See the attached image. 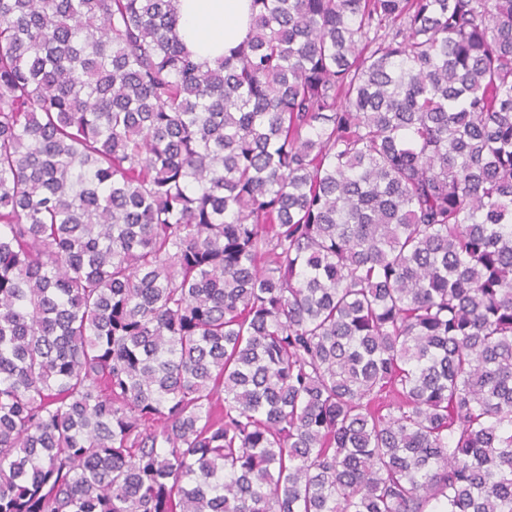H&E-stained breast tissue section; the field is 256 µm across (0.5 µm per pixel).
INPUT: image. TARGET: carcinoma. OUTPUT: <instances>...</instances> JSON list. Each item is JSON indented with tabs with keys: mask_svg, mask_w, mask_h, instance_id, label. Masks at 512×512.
<instances>
[{
	"mask_svg": "<svg viewBox=\"0 0 512 512\" xmlns=\"http://www.w3.org/2000/svg\"><path fill=\"white\" fill-rule=\"evenodd\" d=\"M0 0V512H512V0ZM178 39L204 68L249 37L251 0H173Z\"/></svg>",
	"mask_w": 512,
	"mask_h": 512,
	"instance_id": "obj_1",
	"label": "carcinoma"
}]
</instances>
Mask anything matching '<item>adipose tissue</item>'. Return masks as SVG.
Returning <instances> with one entry per match:
<instances>
[{
  "instance_id": "adipose-tissue-1",
  "label": "adipose tissue",
  "mask_w": 512,
  "mask_h": 512,
  "mask_svg": "<svg viewBox=\"0 0 512 512\" xmlns=\"http://www.w3.org/2000/svg\"><path fill=\"white\" fill-rule=\"evenodd\" d=\"M178 39L202 66L241 46L249 37L251 0H173Z\"/></svg>"
}]
</instances>
